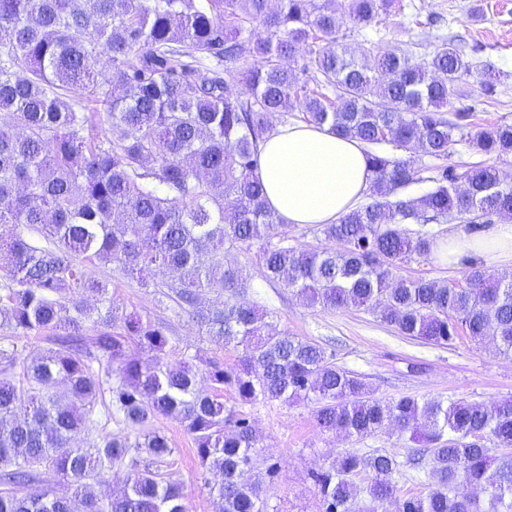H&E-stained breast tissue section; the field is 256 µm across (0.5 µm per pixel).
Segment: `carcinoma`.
<instances>
[{"instance_id": "cac0c4a2", "label": "carcinoma", "mask_w": 512, "mask_h": 512, "mask_svg": "<svg viewBox=\"0 0 512 512\" xmlns=\"http://www.w3.org/2000/svg\"><path fill=\"white\" fill-rule=\"evenodd\" d=\"M394 9L400 0H0V329L49 338L26 356L0 347V512H187L180 483L141 465L174 453L152 427L160 415L220 475L216 512H268L249 476L259 435L224 389L243 404L310 402L317 425L347 439L391 428L422 447L408 463L425 493L399 495L395 455L344 451L312 473L322 512H356L358 476L373 512H512V455L489 448H512L511 398H375L321 345L275 330L226 261L256 246L264 278L311 308L363 309L433 345L462 331L512 357V273L472 263L467 288L395 275L430 258L429 224L512 218L499 168L423 162L457 145L510 157L512 123L473 131L456 109L464 78L478 74L488 94L497 81L459 35L427 33L423 58L401 44L347 57L343 24L376 26ZM301 49L299 74L285 59ZM73 87L104 107L110 134ZM290 112L359 140L372 174L368 201L321 225L329 245L310 250L277 232L256 175L268 120ZM420 183L430 188L404 194ZM93 263L241 349L235 368L169 363V329L117 306ZM116 466L126 490L96 493ZM37 480L39 494L20 493Z\"/></svg>"}]
</instances>
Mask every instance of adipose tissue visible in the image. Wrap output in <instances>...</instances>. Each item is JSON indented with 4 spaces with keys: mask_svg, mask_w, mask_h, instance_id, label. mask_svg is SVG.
Segmentation results:
<instances>
[{
    "mask_svg": "<svg viewBox=\"0 0 512 512\" xmlns=\"http://www.w3.org/2000/svg\"><path fill=\"white\" fill-rule=\"evenodd\" d=\"M257 175L268 204L286 224H332L369 191L371 174L359 142L329 126L277 127L261 146ZM435 260L468 256L512 262V222L458 228L435 239Z\"/></svg>",
    "mask_w": 512,
    "mask_h": 512,
    "instance_id": "1",
    "label": "adipose tissue"
}]
</instances>
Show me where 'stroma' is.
<instances>
[{
  "label": "stroma",
  "instance_id": "35a3bbf8",
  "mask_svg": "<svg viewBox=\"0 0 512 512\" xmlns=\"http://www.w3.org/2000/svg\"><path fill=\"white\" fill-rule=\"evenodd\" d=\"M415 3L420 18H437L439 29L478 46L479 61L500 72L491 96L485 94L477 78H466L463 83L465 94L456 106L473 109V128L486 129L503 120L512 122V0ZM341 36L343 47L354 54L367 38L382 48L394 43L413 45L420 57L430 51L423 28L404 14L384 16L378 27L361 32L343 25ZM229 257L247 277L250 298L272 313L278 330L332 350L336 364L363 378L377 398L392 401L413 396L491 404L512 397V357L498 354L490 344L478 345L464 336L447 345L426 344L399 335L364 310L307 307L287 288L263 278L257 250H235ZM92 271L96 277L111 280L116 304L136 310L145 320L170 324L176 345L169 355L171 362L197 354L221 360L225 368L235 367L239 351L211 345L187 317L175 316L171 309L159 306L151 289L100 265L93 266ZM224 402L238 406L261 438L252 475L266 490L268 512H321L312 474L340 452L377 449L402 461L411 446L407 438L388 430L362 439L324 432L315 421L312 404L307 402L291 406L277 402L242 405L230 393L225 394ZM154 426L169 437L175 448L169 461L159 465V472L173 474L182 482L188 512H214L207 484L215 475L201 468L190 436L178 421L168 417L156 418ZM275 463L280 471L272 478L268 468Z\"/></svg>",
  "mask_w": 512,
  "mask_h": 512
}]
</instances>
